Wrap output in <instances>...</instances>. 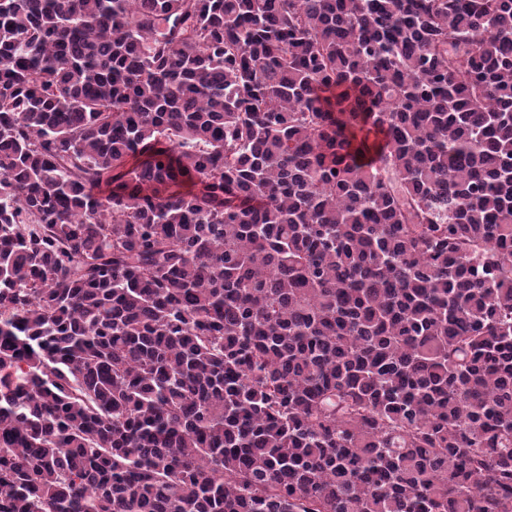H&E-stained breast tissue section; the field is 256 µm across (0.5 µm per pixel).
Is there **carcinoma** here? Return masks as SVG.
Masks as SVG:
<instances>
[{
  "label": "carcinoma",
  "mask_w": 512,
  "mask_h": 512,
  "mask_svg": "<svg viewBox=\"0 0 512 512\" xmlns=\"http://www.w3.org/2000/svg\"><path fill=\"white\" fill-rule=\"evenodd\" d=\"M0 512H512V0H0Z\"/></svg>",
  "instance_id": "1"
}]
</instances>
